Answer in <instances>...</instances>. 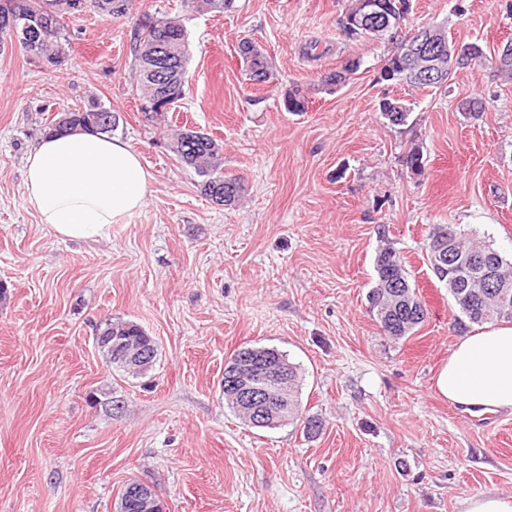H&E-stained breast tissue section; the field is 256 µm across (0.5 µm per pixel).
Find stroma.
<instances>
[{
    "instance_id": "1",
    "label": "stroma",
    "mask_w": 512,
    "mask_h": 512,
    "mask_svg": "<svg viewBox=\"0 0 512 512\" xmlns=\"http://www.w3.org/2000/svg\"><path fill=\"white\" fill-rule=\"evenodd\" d=\"M349 3L233 0L218 14L132 0L68 17L60 68L0 52V512H117L131 479L166 512H466L469 497L512 493V410L487 419L433 389L466 330L426 260L435 224L512 259V81L468 67L440 89L382 81L391 46L343 32ZM155 12L189 43L173 117L221 144L225 176L244 185L234 205L201 193L140 110L137 20ZM436 24L490 56L512 40V0H412L409 27ZM245 39L270 82L247 81ZM354 58L347 82L323 84ZM296 89L305 111L284 107ZM391 96L410 100L406 125L382 115ZM470 97L480 113L461 110ZM92 99L153 180L109 239L65 241L23 207L24 161L58 111ZM413 141L418 174L402 161ZM384 242L428 310L399 342L367 302ZM117 319L154 338L145 375L98 351ZM252 345L300 366L319 436L251 428L225 405L224 362Z\"/></svg>"
}]
</instances>
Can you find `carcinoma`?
<instances>
[{
    "label": "carcinoma",
    "instance_id": "obj_1",
    "mask_svg": "<svg viewBox=\"0 0 512 512\" xmlns=\"http://www.w3.org/2000/svg\"><path fill=\"white\" fill-rule=\"evenodd\" d=\"M130 0H91L90 8L103 15L121 14L128 9ZM381 9L390 18L392 28L384 32L376 24L365 28L353 27L341 22L345 34L351 37H368L385 39L389 43L399 42L407 38L403 29L407 28L408 15L411 11L410 0H378ZM50 0H0V35L13 38L8 26V19H15L16 27L27 24L34 31L35 37L25 41L18 39L26 52L39 59L61 60L65 55L63 40L65 39V17L52 22L46 21L45 7ZM229 5V0H184V6L195 12H222ZM171 41L181 59L179 68L160 84L149 77V62L143 50L159 38ZM249 55V66L244 68L248 80L266 82L271 78L269 62L264 52L252 41L247 40L239 45V56ZM397 49H392L380 69V75L390 74L388 81L400 86L412 88H439L444 82L419 81L403 72L397 62ZM188 59V42L182 24L170 19L165 14H144L139 19L135 45V70L133 85L137 96L153 98L159 94L167 101L176 103L185 95V72ZM400 108H387L382 114L395 112L397 116L390 120L393 125L407 123L412 112L411 104L398 101ZM80 127L95 133L110 134L116 127V115L100 106H86L69 109L58 113V119L50 124L49 132ZM168 150L185 166L192 168L201 177V191L218 205H232L241 197L244 186L237 178H226L221 169V148L209 134L193 129H180L167 139ZM406 165L419 173L423 168L422 146L411 141L406 153ZM452 252L456 257L464 259L477 253H493L497 255V280L505 284L503 288H491L475 276L470 277L464 288L450 289L459 311L472 324H483L490 321H511L512 316L505 311L512 310V263L507 261L498 251L490 246L473 245L466 241L462 230H456ZM376 279L368 293L370 311L374 314L378 326L384 336L392 341H399L412 334L421 325L426 316L409 308L416 299L415 284L411 274L403 263V257L392 246L381 248L375 260ZM100 332L109 336L142 345L154 343L145 329L133 321L109 322ZM258 354H268L288 364V422H301L302 431L308 437L317 436L322 430V422L315 416H303L300 401L301 378L299 368L288 359V354L272 347L245 346L238 349L224 365V401L228 408L241 417L247 425H252L250 411L231 397L230 379L227 374L235 363L244 358Z\"/></svg>",
    "mask_w": 512,
    "mask_h": 512
}]
</instances>
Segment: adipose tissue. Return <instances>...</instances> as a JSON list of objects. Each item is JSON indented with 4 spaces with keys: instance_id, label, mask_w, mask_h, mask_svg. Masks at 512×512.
I'll use <instances>...</instances> for the list:
<instances>
[{
    "instance_id": "ef3b65f1",
    "label": "adipose tissue",
    "mask_w": 512,
    "mask_h": 512,
    "mask_svg": "<svg viewBox=\"0 0 512 512\" xmlns=\"http://www.w3.org/2000/svg\"><path fill=\"white\" fill-rule=\"evenodd\" d=\"M152 179L120 139L81 130L48 134L27 152L23 202L60 238H103L144 206ZM433 388L468 410L512 409V326L459 337Z\"/></svg>"
}]
</instances>
